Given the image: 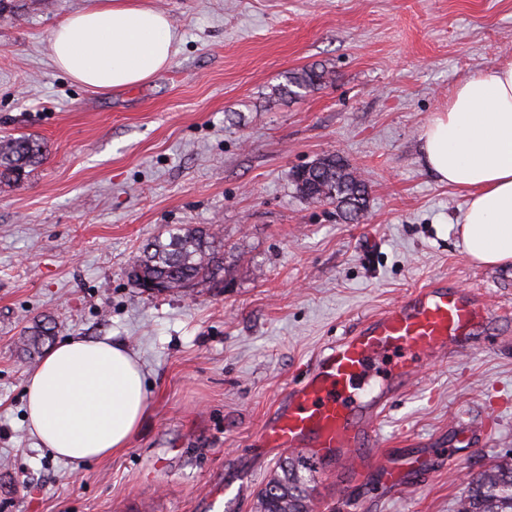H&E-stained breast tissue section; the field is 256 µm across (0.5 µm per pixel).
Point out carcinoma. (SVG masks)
Listing matches in <instances>:
<instances>
[{
	"mask_svg": "<svg viewBox=\"0 0 512 512\" xmlns=\"http://www.w3.org/2000/svg\"><path fill=\"white\" fill-rule=\"evenodd\" d=\"M325 77V71L316 69L292 73L284 93L297 97L321 84ZM44 156V144L31 135L0 138V182H20L26 169L40 163ZM293 179L303 196L336 204L349 220L359 217L369 206L367 183L336 154L296 170ZM133 267L140 271L134 280L136 286L149 280L160 285V293L219 280L224 257L208 231L175 225L166 230V236L147 240ZM50 336V328L36 323L27 331L26 346L36 351ZM317 464L316 458L302 454L282 459L280 472L258 493L259 512H311L308 474ZM458 512H512V461L469 474L467 494L460 500Z\"/></svg>",
	"mask_w": 512,
	"mask_h": 512,
	"instance_id": "cac0c4a2",
	"label": "carcinoma"
}]
</instances>
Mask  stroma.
<instances>
[{"label": "stroma", "instance_id": "obj_1", "mask_svg": "<svg viewBox=\"0 0 512 512\" xmlns=\"http://www.w3.org/2000/svg\"><path fill=\"white\" fill-rule=\"evenodd\" d=\"M180 35L171 64L109 92L74 83L52 35L93 0L0 12V137L45 159L0 183V512H257L281 452L259 431L314 357L359 320L445 279L512 306V264L469 260L466 200L420 153L430 116L479 69L512 59V0H146ZM318 67V88L279 92ZM347 160L369 207L341 218L297 169ZM209 229L221 282L148 293L127 272L168 226ZM52 343L109 337L138 354L151 411L129 448L80 469L38 450L24 381L28 327ZM367 456L320 463L313 512H457L466 476L512 459V321L397 390Z\"/></svg>", "mask_w": 512, "mask_h": 512}]
</instances>
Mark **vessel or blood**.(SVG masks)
I'll use <instances>...</instances> for the list:
<instances>
[{"instance_id":"b4317fda","label":"vessel or blood","mask_w":512,"mask_h":512,"mask_svg":"<svg viewBox=\"0 0 512 512\" xmlns=\"http://www.w3.org/2000/svg\"><path fill=\"white\" fill-rule=\"evenodd\" d=\"M493 315L474 290L444 282L416 289L386 311L363 319L307 367L285 403L263 426L262 447L308 449L325 461L350 463L360 471L371 458L357 455L375 442L388 406L389 382L414 378L422 357L443 359L468 351ZM394 356L385 381L369 395L357 386L376 377L377 364Z\"/></svg>"}]
</instances>
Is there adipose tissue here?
Instances as JSON below:
<instances>
[{
	"instance_id": "obj_1",
	"label": "adipose tissue",
	"mask_w": 512,
	"mask_h": 512,
	"mask_svg": "<svg viewBox=\"0 0 512 512\" xmlns=\"http://www.w3.org/2000/svg\"><path fill=\"white\" fill-rule=\"evenodd\" d=\"M170 19L140 0H96L60 21L52 59L98 91L136 86L172 60ZM427 169L465 195L462 251L482 265L512 263V60L459 84L421 136ZM25 418L40 449L71 467L128 448L150 412L146 373L124 343L75 336L55 345L24 385Z\"/></svg>"
}]
</instances>
